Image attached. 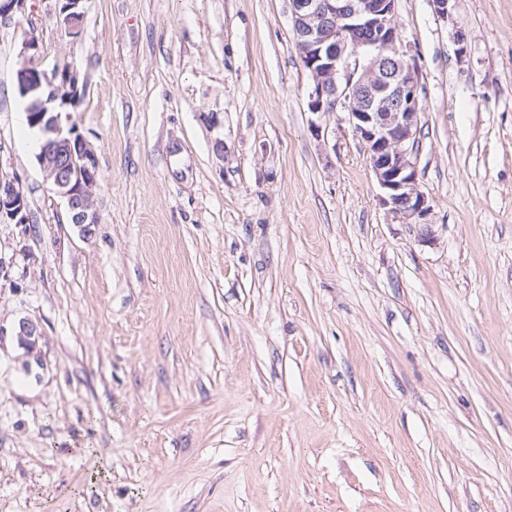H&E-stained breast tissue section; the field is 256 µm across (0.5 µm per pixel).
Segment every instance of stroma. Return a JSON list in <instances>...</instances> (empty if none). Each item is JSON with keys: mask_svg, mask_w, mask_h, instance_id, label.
Returning <instances> with one entry per match:
<instances>
[{"mask_svg": "<svg viewBox=\"0 0 512 512\" xmlns=\"http://www.w3.org/2000/svg\"><path fill=\"white\" fill-rule=\"evenodd\" d=\"M84 11L0 18V512H512V0L396 2L428 242L310 112L289 0ZM30 38L85 84L88 230L21 138ZM85 0H57V19L68 35L77 36L84 17ZM30 223L29 204L15 180L0 176V222Z\"/></svg>", "mask_w": 512, "mask_h": 512, "instance_id": "1", "label": "stroma"}]
</instances>
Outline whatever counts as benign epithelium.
<instances>
[{
  "label": "benign epithelium",
  "mask_w": 512,
  "mask_h": 512,
  "mask_svg": "<svg viewBox=\"0 0 512 512\" xmlns=\"http://www.w3.org/2000/svg\"><path fill=\"white\" fill-rule=\"evenodd\" d=\"M65 32L79 34L84 0H57ZM396 0H290L292 32L303 67L312 79L308 107L313 113L347 112L381 194L380 205L394 219L418 224L430 240V213L418 190L417 162L422 86L416 65L400 42L394 22ZM364 57L363 67L350 58ZM345 89L338 91L339 77ZM18 88L27 100V121L41 140L37 160L54 192L65 199L71 223H100L95 206L97 161L75 127L63 122L80 100L78 73L65 67L49 76L24 67ZM30 223L26 196L0 176V222Z\"/></svg>",
  "instance_id": "7a95c632"
}]
</instances>
